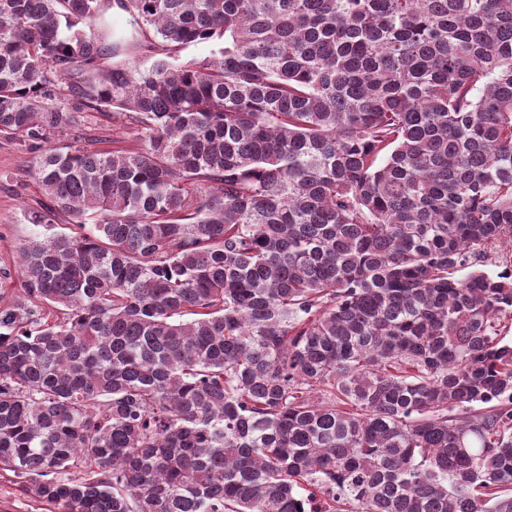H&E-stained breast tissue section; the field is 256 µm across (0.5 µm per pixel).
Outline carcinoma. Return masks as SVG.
Wrapping results in <instances>:
<instances>
[{
	"mask_svg": "<svg viewBox=\"0 0 512 512\" xmlns=\"http://www.w3.org/2000/svg\"><path fill=\"white\" fill-rule=\"evenodd\" d=\"M114 2L0 0V134L72 218L0 293V470L50 512H512V273L455 278L512 245V0ZM70 77L141 147L44 146Z\"/></svg>",
	"mask_w": 512,
	"mask_h": 512,
	"instance_id": "cac0c4a2",
	"label": "carcinoma"
}]
</instances>
